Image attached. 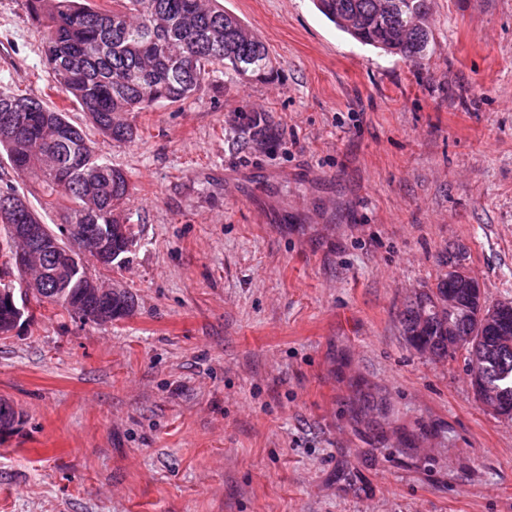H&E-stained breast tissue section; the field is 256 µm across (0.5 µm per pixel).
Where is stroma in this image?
<instances>
[{
  "label": "stroma",
  "mask_w": 512,
  "mask_h": 512,
  "mask_svg": "<svg viewBox=\"0 0 512 512\" xmlns=\"http://www.w3.org/2000/svg\"><path fill=\"white\" fill-rule=\"evenodd\" d=\"M272 74H217L101 135L42 27L0 0V92L66 112L125 170L138 244L109 324L35 310L0 337V512H512V421L400 314L445 259L512 301V0H431L410 62L312 0H221ZM261 116L275 136L240 134Z\"/></svg>",
  "instance_id": "obj_1"
}]
</instances>
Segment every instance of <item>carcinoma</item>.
<instances>
[{
    "label": "carcinoma",
    "mask_w": 512,
    "mask_h": 512,
    "mask_svg": "<svg viewBox=\"0 0 512 512\" xmlns=\"http://www.w3.org/2000/svg\"><path fill=\"white\" fill-rule=\"evenodd\" d=\"M24 0L29 17L45 30V64L56 87L85 112L105 136L128 142L134 127L125 114L157 104L181 105L193 98L222 67L243 77H260L271 59L263 40L224 10L219 0ZM318 10L343 33L413 62L426 55L431 32L430 0H316ZM243 134L264 142L272 130L254 118ZM0 149L12 169L32 180L45 210L61 208L67 224H97L112 237L110 267H122L135 235L122 214L129 193L127 173L101 159L82 128L66 114L23 94H0ZM0 207L13 224H37L39 216L25 195L0 187ZM16 247L0 239V278L10 274L8 257ZM463 254L448 256V274L420 293L402 313L410 344L434 359H454V339L470 335L475 295L456 287ZM83 261L58 282L48 278L45 299L35 305L60 307L101 324L131 315L135 302L127 292L91 297L85 293ZM458 297L448 307V296ZM469 372L512 420V317L486 329L484 341L465 349Z\"/></svg>",
    "instance_id": "1"
}]
</instances>
